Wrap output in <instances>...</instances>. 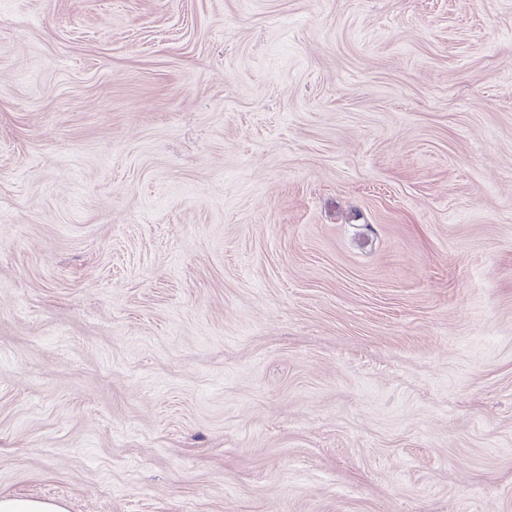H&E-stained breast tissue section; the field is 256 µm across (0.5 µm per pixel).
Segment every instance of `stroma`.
I'll return each mask as SVG.
<instances>
[{"instance_id": "obj_1", "label": "stroma", "mask_w": 512, "mask_h": 512, "mask_svg": "<svg viewBox=\"0 0 512 512\" xmlns=\"http://www.w3.org/2000/svg\"><path fill=\"white\" fill-rule=\"evenodd\" d=\"M0 497L512 512V0H0Z\"/></svg>"}]
</instances>
